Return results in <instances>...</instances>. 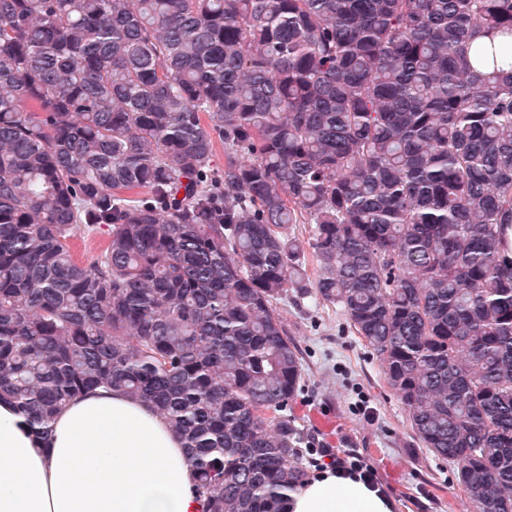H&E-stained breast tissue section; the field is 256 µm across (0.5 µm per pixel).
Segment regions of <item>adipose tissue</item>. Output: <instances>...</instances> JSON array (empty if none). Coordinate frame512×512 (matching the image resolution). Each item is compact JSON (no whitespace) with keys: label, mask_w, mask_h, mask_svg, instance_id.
Returning <instances> with one entry per match:
<instances>
[{"label":"adipose tissue","mask_w":512,"mask_h":512,"mask_svg":"<svg viewBox=\"0 0 512 512\" xmlns=\"http://www.w3.org/2000/svg\"><path fill=\"white\" fill-rule=\"evenodd\" d=\"M288 512H393L359 476L328 466L288 495ZM179 436L120 391L73 399L41 443L0 401V512H198Z\"/></svg>","instance_id":"1"}]
</instances>
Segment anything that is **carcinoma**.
<instances>
[{
    "label": "carcinoma",
    "mask_w": 512,
    "mask_h": 512,
    "mask_svg": "<svg viewBox=\"0 0 512 512\" xmlns=\"http://www.w3.org/2000/svg\"><path fill=\"white\" fill-rule=\"evenodd\" d=\"M498 36L512 0H0V399L45 440L122 390L200 512H287L291 293L340 308L469 512H512Z\"/></svg>",
    "instance_id": "carcinoma-1"
}]
</instances>
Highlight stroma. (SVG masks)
Wrapping results in <instances>:
<instances>
[{
    "label": "stroma",
    "instance_id": "35a3bbf8",
    "mask_svg": "<svg viewBox=\"0 0 512 512\" xmlns=\"http://www.w3.org/2000/svg\"><path fill=\"white\" fill-rule=\"evenodd\" d=\"M278 309L302 364L290 413L303 441L358 449L387 485L394 512H467L447 462L418 447L403 404L342 311L294 296Z\"/></svg>",
    "mask_w": 512,
    "mask_h": 512
}]
</instances>
